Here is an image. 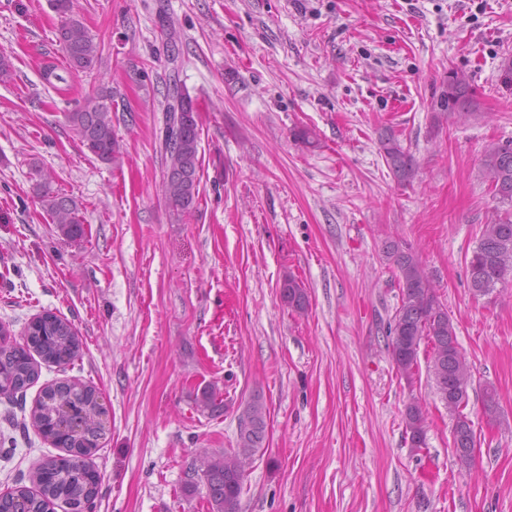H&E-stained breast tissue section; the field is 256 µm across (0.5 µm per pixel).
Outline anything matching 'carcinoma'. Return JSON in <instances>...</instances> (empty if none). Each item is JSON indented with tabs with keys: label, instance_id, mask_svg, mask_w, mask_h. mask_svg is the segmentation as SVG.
I'll return each instance as SVG.
<instances>
[{
	"label": "carcinoma",
	"instance_id": "obj_1",
	"mask_svg": "<svg viewBox=\"0 0 512 512\" xmlns=\"http://www.w3.org/2000/svg\"><path fill=\"white\" fill-rule=\"evenodd\" d=\"M53 8L60 3L68 5L64 20L56 28V41L61 46L66 66L47 62L42 78L53 86L67 82L66 75L74 71L92 72L100 58V46L79 21L69 17L72 0H52ZM163 128L160 130V148L164 153V173L160 185L164 203L177 218H189L197 209L201 162L199 158L200 128L198 109L189 93L169 77L164 95ZM445 104L458 118L475 114L476 104L470 93L466 76L457 71L448 73ZM112 89L102 86L84 99L66 121L80 144L98 160L112 163L120 154V142L112 126ZM380 150L393 178L407 184L414 179L417 164L410 150L390 129L379 136ZM493 195L502 204L512 206V143L492 144L482 157ZM38 181L35 194L43 209L68 240L84 235V221L76 201L54 187L52 171L36 170ZM386 258L396 269L401 298L400 305L387 323L393 363L400 378L413 383L418 372L421 343L431 345L432 356L428 370L433 377L436 393L445 402L453 417V448L457 462L471 465L467 448L478 445L471 420L464 413L468 405V388L473 381L471 367L461 350L448 346L457 340L456 329L448 309L437 295V290L426 274L418 256L410 248L395 240L385 243ZM470 287L476 296L493 293L497 285L512 276V209H505L491 224L484 225L472 255L466 262ZM281 296L292 310L302 312L307 306V293L300 282L288 276L281 283ZM80 357V341L71 324L47 313L35 317L25 329L24 345L0 344V395L12 396L33 384L39 376L38 361L59 366L74 363ZM458 386L456 396H448V380ZM99 394L92 387L80 391L70 384L58 382L43 389L31 411L32 426L39 431L54 434V443L70 450L75 437L73 426L80 425L93 435L98 417L107 414L98 402ZM198 410L204 412L223 405L220 392L211 384L195 397ZM242 415L249 418L251 427L240 428L237 447L222 453L205 455L200 460L199 482L206 489L209 512H239V500L246 469L255 453L265 447L268 438L266 406L262 397L254 395ZM406 433L412 446L419 448L425 441L426 417L418 401L407 404L403 414ZM37 470L38 491L26 486L14 489L4 501L7 510L15 503L21 512H47L50 503L59 501L70 512H91L98 494L97 482L86 460L59 465L58 458L41 463Z\"/></svg>",
	"mask_w": 512,
	"mask_h": 512
}]
</instances>
